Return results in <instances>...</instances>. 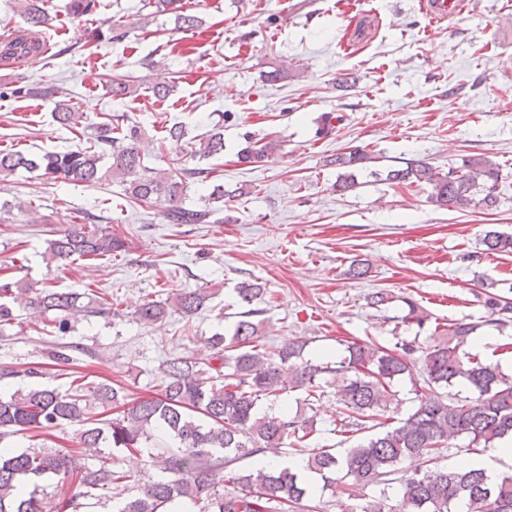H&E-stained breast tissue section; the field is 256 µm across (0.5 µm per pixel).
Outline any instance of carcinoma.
I'll list each match as a JSON object with an SVG mask.
<instances>
[{
  "instance_id": "cac0c4a2",
  "label": "carcinoma",
  "mask_w": 512,
  "mask_h": 512,
  "mask_svg": "<svg viewBox=\"0 0 512 512\" xmlns=\"http://www.w3.org/2000/svg\"><path fill=\"white\" fill-rule=\"evenodd\" d=\"M152 15L173 14L180 28L195 31L202 20L184 13L182 0H145ZM46 0H19L26 23L23 33L3 40L4 58L26 59L40 55L39 45L27 40L38 35L52 20ZM99 0H68L66 10L74 19L97 11ZM130 76H112L106 87L114 99H123L133 88ZM59 88L50 83L11 85L0 97L11 95L54 102L52 118L63 128H75L81 114L66 100L57 99ZM224 124L216 123L209 134L188 142L190 155L211 158L224 154ZM94 148L34 154L0 149V183L20 170L39 172L64 183L96 185L118 182L127 197L141 206L163 203L171 224H222L224 209L206 205L185 206L187 179L205 181L211 171L184 168L171 174L146 164L142 132L138 125L102 122L94 128ZM280 144H250L239 153L240 162L252 164L275 156ZM371 156L359 146L327 160L343 170L338 191L356 187L355 172L366 167ZM500 164L487 157H473L462 168L440 173L427 162L410 160L390 169L386 180L406 186L425 184L430 199L439 206L460 210L486 208L497 202ZM41 221L23 202L0 201V223L14 213ZM86 223L72 224L48 241V261L64 269L77 260H98L124 250V241L86 214ZM482 244L488 254L512 253V235L491 230ZM243 311L232 334L207 338L213 356L202 361L191 354L163 361L158 367L160 392L127 404L123 387L108 382L74 378L60 390L45 380L63 375L72 361L69 346L55 343L49 363L24 370L0 368V378L22 377L26 384L0 396V512H80L87 500L110 490L124 496L117 512H180L201 504L209 512H297L313 489L289 467L252 469L224 479V469L256 454L277 457L287 449L306 463V469L323 482L350 478L354 486L376 485L379 495L352 512H512V470L490 475L484 468L468 471L430 468L449 441L462 435L476 448H493L512 438V376L499 365L465 350L478 329L473 323L435 326L438 339L423 347L416 340L399 339L397 354L377 346L348 341L344 355L334 361L304 358L306 340H292L277 349L259 344L263 315L260 308L267 288L257 280H245L235 288ZM211 294L194 290L163 301L148 300L132 313L144 325L156 324L170 311L191 317ZM403 323L423 328L427 317L412 299L404 298ZM27 310L28 318L42 325L49 337H63L75 330L79 319L121 313L105 304L94 291L58 290L48 280L0 279V335L14 326L13 305ZM486 323L504 327L512 321V302L491 297L486 302ZM421 351L420 375L425 391H416L418 404L395 421L387 413L398 410L394 382L413 376L408 356ZM464 384L469 395L449 392ZM334 389L340 405L336 432L374 434L343 454L335 447H310L317 432L314 417L301 419L288 412H274V404L287 392L301 391L307 408L319 402L326 388ZM107 412L123 407L120 416L103 419L89 404ZM63 424L80 426L79 447L68 450L28 445L15 449L13 439L28 432L51 430ZM153 448L150 466L158 475L132 479L117 456H138ZM74 488L71 496L55 499L47 492L52 481ZM399 482V500L389 504L388 489Z\"/></svg>"
}]
</instances>
